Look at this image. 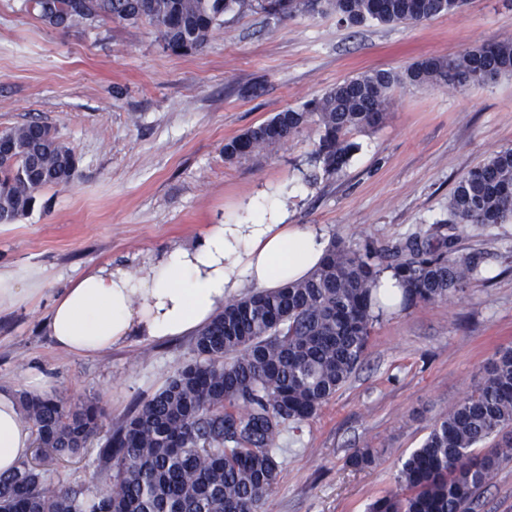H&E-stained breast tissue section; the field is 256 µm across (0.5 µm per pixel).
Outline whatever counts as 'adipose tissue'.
<instances>
[{"mask_svg":"<svg viewBox=\"0 0 512 512\" xmlns=\"http://www.w3.org/2000/svg\"><path fill=\"white\" fill-rule=\"evenodd\" d=\"M241 223L208 225L190 244L174 241L142 267L109 262L70 280L44 326L59 348L95 356L137 337L162 341L196 332L245 289L273 291L308 277L329 244L323 227L285 224L277 206L251 199ZM47 287L31 266L0 268V310L35 300ZM11 389H0V474L15 470L33 446Z\"/></svg>","mask_w":512,"mask_h":512,"instance_id":"1","label":"adipose tissue"}]
</instances>
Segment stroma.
Returning <instances> with one entry per match:
<instances>
[{
	"instance_id": "obj_1",
	"label": "stroma",
	"mask_w": 512,
	"mask_h": 512,
	"mask_svg": "<svg viewBox=\"0 0 512 512\" xmlns=\"http://www.w3.org/2000/svg\"><path fill=\"white\" fill-rule=\"evenodd\" d=\"M492 41H512V0H468L420 24L354 28L326 0H301L289 15L227 16L189 53L165 49L145 19L54 27L24 0H0V131L45 122L78 160L69 186L41 190L27 215L0 224V265L36 266L53 294L90 266L138 265L207 225L238 222L242 203L261 191L285 207L289 223L323 226L355 250L426 235L447 219L456 182L512 147V75L463 89L394 90L385 123L350 132L346 167L314 185L302 171L321 135L316 124L245 160H225L224 145L347 77ZM457 248L486 255L488 280L380 315L347 383L279 439L281 474L262 512H366L435 417L475 389L489 358L512 348V220L467 225ZM48 308L44 298L0 313V383L27 393L45 377L48 395L95 400L104 430L195 359L190 335L132 340L97 358L69 355L43 326ZM104 440L97 435L68 462L45 461L46 482L104 485ZM358 447L375 449L376 464L350 467ZM473 512H512V463L480 490Z\"/></svg>"
}]
</instances>
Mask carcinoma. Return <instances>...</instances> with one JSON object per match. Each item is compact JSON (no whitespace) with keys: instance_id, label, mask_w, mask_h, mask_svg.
I'll use <instances>...</instances> for the list:
<instances>
[{"instance_id":"cac0c4a2","label":"carcinoma","mask_w":512,"mask_h":512,"mask_svg":"<svg viewBox=\"0 0 512 512\" xmlns=\"http://www.w3.org/2000/svg\"><path fill=\"white\" fill-rule=\"evenodd\" d=\"M466 0H328L339 21L357 26L419 23L461 9ZM26 0L50 24L63 16L149 20L164 45L201 49L224 16L295 11L296 0ZM512 75V42L430 56L402 71L372 70L344 79L300 108H287L224 144L227 159L279 146L311 122L322 134L304 180L311 184L346 166L351 131L385 121L396 87L447 83L456 88ZM77 159L46 123L0 132V224L28 214L36 194L75 177ZM512 219V148L470 169L448 199V220L423 238L390 249L353 250L333 240L312 274L276 291H254L224 303L198 330L196 358L136 405L99 448L111 471L102 488L50 485L23 463L0 474V512H260L281 473L277 441L290 424L314 416L348 381L367 348L380 308L376 284L391 269L404 304H434L486 279L481 252L458 253L449 224H502ZM38 451L79 453L96 435L101 411L91 401L24 394ZM356 448L350 466L376 463ZM512 462V349L495 354L476 389L448 407L420 447L400 460L395 486L370 512H472L477 492Z\"/></svg>"}]
</instances>
